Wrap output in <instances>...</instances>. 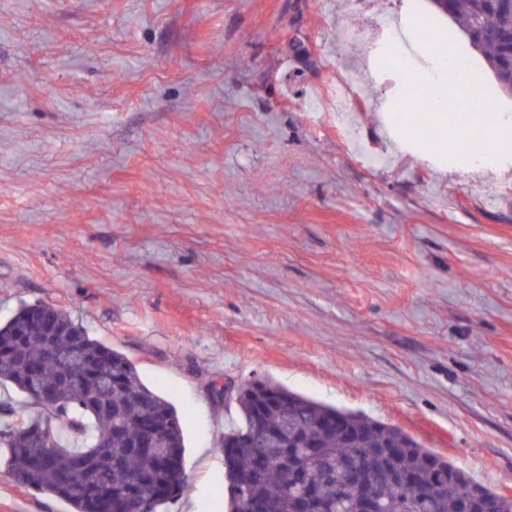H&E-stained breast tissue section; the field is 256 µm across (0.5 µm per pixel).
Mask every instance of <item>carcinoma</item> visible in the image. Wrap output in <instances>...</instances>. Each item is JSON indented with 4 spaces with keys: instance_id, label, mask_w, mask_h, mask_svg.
I'll return each mask as SVG.
<instances>
[{
    "instance_id": "carcinoma-1",
    "label": "carcinoma",
    "mask_w": 512,
    "mask_h": 512,
    "mask_svg": "<svg viewBox=\"0 0 512 512\" xmlns=\"http://www.w3.org/2000/svg\"><path fill=\"white\" fill-rule=\"evenodd\" d=\"M470 43L484 54L498 87L512 93V0H448ZM398 112L430 111V95L418 88L396 102ZM33 314L22 305L0 324V384L23 393L30 413L14 415L0 403V447L8 449V476L20 486L67 502L72 512H121L116 496L137 482L130 512H155L158 505L183 494L184 420L170 400L148 386L123 353L90 336L64 310L39 303ZM67 331L48 347L43 321ZM54 390L55 407L36 398V387ZM265 389L278 405L263 415V429L276 435L288 455V469L269 462L261 446L246 443L259 431V397L251 383L238 386L234 403L242 424L224 434L228 512H247L260 500L277 512L298 508L311 487L321 501L318 512H357L348 491V465L360 458H381L385 449L402 452L366 474L376 484L380 512H462L467 483L474 484L473 512H512V499L466 473L440 479L455 469L448 459L422 448L402 429L369 417L327 406L271 381ZM161 427L154 448H133L141 428ZM54 448L52 459H40Z\"/></svg>"
}]
</instances>
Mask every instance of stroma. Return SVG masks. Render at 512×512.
I'll use <instances>...</instances> for the list:
<instances>
[{"label": "stroma", "mask_w": 512, "mask_h": 512, "mask_svg": "<svg viewBox=\"0 0 512 512\" xmlns=\"http://www.w3.org/2000/svg\"><path fill=\"white\" fill-rule=\"evenodd\" d=\"M418 23L483 71L429 0H0V321L63 308L172 401L186 490L157 512H225L211 388L265 379L512 497V165L395 111L435 61L367 34ZM0 512L70 507L0 467Z\"/></svg>", "instance_id": "stroma-1"}]
</instances>
